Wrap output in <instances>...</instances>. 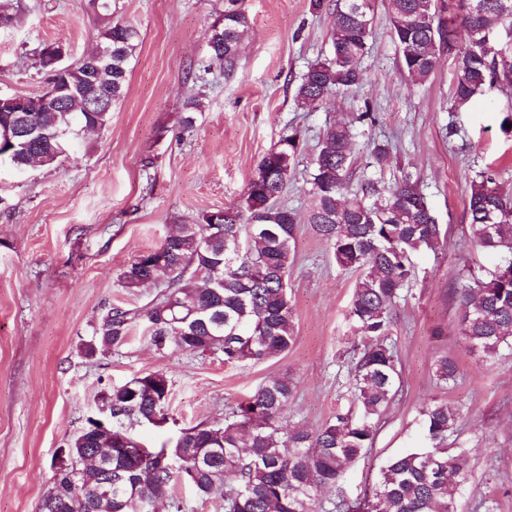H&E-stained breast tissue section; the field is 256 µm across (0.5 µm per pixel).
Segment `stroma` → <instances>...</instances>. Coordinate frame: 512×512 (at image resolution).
<instances>
[{
	"label": "stroma",
	"instance_id": "stroma-1",
	"mask_svg": "<svg viewBox=\"0 0 512 512\" xmlns=\"http://www.w3.org/2000/svg\"><path fill=\"white\" fill-rule=\"evenodd\" d=\"M15 20L0 27V94H42L44 44L66 45L68 62L97 44L100 21L89 0H12ZM245 13L249 32L232 69L211 64L208 35L224 11ZM112 17L137 26L142 42L110 125L82 135L52 167L19 173L0 167V512H38L58 448L97 412L104 388L161 371L172 389L168 420L133 424L130 432L158 448L180 428L220 423L230 406L268 377L290 376L296 394L288 425L314 429L353 405L360 348L349 304L355 272L336 265L312 227L299 224L288 277L296 341L288 353L237 366L216 355H160L148 327L137 323L127 344L86 357L80 346L108 308H140L163 282L135 290L119 282L140 253L159 247L175 225L238 205L257 163L287 130L301 133V155L282 203L306 214L310 162L326 128L372 107L374 124L354 147L357 171L392 184L419 180L446 236L438 249L413 256L414 273L396 308L392 339L402 368V394L380 420L372 447L350 467L357 496L378 479L391 456L418 435L422 406L445 399L463 417L448 439L467 451L465 502L496 500L512 512V352L486 364L457 331L452 290L463 268L483 277L495 253L469 242L468 184L491 168L512 195V88L494 87L463 112L450 109L452 51H441L427 81L410 84L377 0L366 81L340 91L316 111L296 108L294 91L307 66L328 55L331 9L312 0H112ZM196 96L193 127L181 124L183 101ZM386 142L381 168L369 166L365 141ZM459 367L442 386L433 364L443 354Z\"/></svg>",
	"mask_w": 512,
	"mask_h": 512
}]
</instances>
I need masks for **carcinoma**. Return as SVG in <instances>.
Segmentation results:
<instances>
[{
  "mask_svg": "<svg viewBox=\"0 0 512 512\" xmlns=\"http://www.w3.org/2000/svg\"><path fill=\"white\" fill-rule=\"evenodd\" d=\"M435 2L387 0L393 40L413 85L434 72L441 47H452V31ZM362 3L336 0L330 53L301 75L297 108L318 109L339 90L366 80L362 60L370 49L375 0L364 9ZM458 8L467 41L457 52L451 78L456 110L490 89L499 75L512 72V0H459ZM247 30L244 13L224 12L209 28L211 63L232 67ZM97 39L112 48V65L82 59L61 67L46 52L47 44L39 66L49 73L53 95L24 97L26 112L14 111L6 104L8 96H0V129L23 125L27 130L23 144L5 156L14 170L52 166L73 137L111 122L112 111L88 110L72 89L78 82L103 87L112 93V103L121 100L141 33L130 23L108 19ZM353 142L349 124L326 129L310 163L312 205L302 218L279 203L283 176L296 167L301 152L298 131L282 135L260 159L240 204L207 212L199 224L179 225L155 248L163 266L150 267L147 251L123 269L119 280L127 289L162 275L169 278L167 288L138 313L110 309L100 335L83 349L93 357L122 347L141 319L162 355L219 353L225 364L236 366L288 352L296 340L288 268L296 226L304 222L327 243L338 266L360 272L349 310L363 341L354 370L360 414L338 411L317 429H287L283 420L295 386L287 377L273 376L233 406L224 423L183 428L161 448H146L128 425L168 419L171 381L160 371L136 376L108 388L109 398L98 397V410L112 418V447H127L128 453L106 455L88 426L67 444L78 465L74 477L88 486V494L72 498L66 512H156L162 491L170 510L182 512L175 496L180 483L200 497L224 499L225 512H317L326 503L332 512H463L467 452L448 447L461 409L445 400L425 407L418 446L390 457L363 498L353 500L344 491L349 467L372 446L378 422L402 391L393 311L411 277V257L436 251L441 241L440 225L418 182L405 178L386 186L366 178L348 191ZM468 217L472 244L498 253L499 260L488 276L469 273L453 288L460 302L457 329L471 350L488 360L512 349V275L501 271L512 264V198L499 191L493 170L470 181ZM435 377L444 385L457 380L453 357H438ZM66 485V476L52 475L39 512H57Z\"/></svg>",
  "mask_w": 512,
  "mask_h": 512,
  "instance_id": "1",
  "label": "carcinoma"
}]
</instances>
